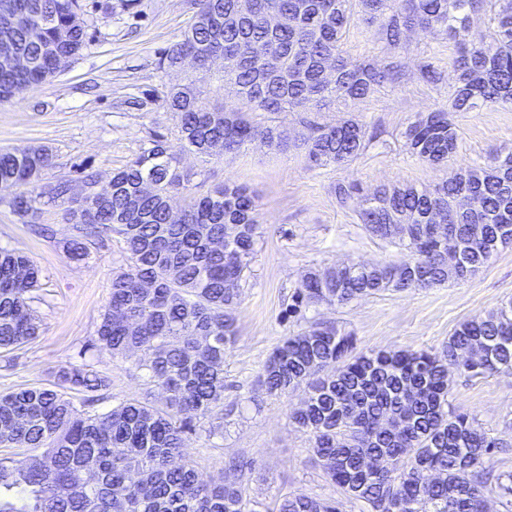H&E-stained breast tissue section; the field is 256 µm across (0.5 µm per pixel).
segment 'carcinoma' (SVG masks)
Listing matches in <instances>:
<instances>
[{"label": "carcinoma", "mask_w": 512, "mask_h": 512, "mask_svg": "<svg viewBox=\"0 0 512 512\" xmlns=\"http://www.w3.org/2000/svg\"><path fill=\"white\" fill-rule=\"evenodd\" d=\"M12 25L0 30L32 65L22 75L0 63V103L12 88L38 87L87 44L73 23L79 0H16ZM194 20L160 53L171 70L195 59L199 77L164 97L176 118L182 150L209 158L224 144L235 156L259 141L275 153L300 152L312 167L350 164L372 136L353 118L300 119L307 132L287 135L278 115L334 112L336 106L374 95L405 73L397 57L380 67L352 61L343 50L350 29L375 28L392 50L407 51V33L420 29L459 36L469 13L490 14L488 40L461 41L451 59L455 84L448 107L419 116L402 132L409 153L431 165L448 161L458 130L450 113L481 106L512 109V0H195ZM47 16L40 39L28 38L37 14ZM223 61L224 89L234 95L202 104L201 82L210 59ZM53 166L46 148L27 155L0 150V193L22 224L42 223L41 213L61 207L69 224L64 245L76 262L90 250L121 238L125 269L112 276L108 304L89 349L96 355L140 356L165 396L157 403L112 400L110 376L96 363L65 365L53 381L0 394V512H255L246 475L253 459L233 458L225 473L203 481L184 453L188 435L224 410V359L236 341L239 284L247 278L260 237L258 209L247 189L226 185L189 191L192 174L180 171L167 137L154 134L122 169L112 188L70 195L71 178L57 177L55 198L42 200L40 181ZM153 190L143 192L145 181ZM186 193L180 222L170 220L171 199ZM376 237L409 251L395 262L348 264L339 273L308 272L286 314L311 305H345L386 292L431 288L448 280V244L434 237L435 216L447 219L448 239L461 250L466 277L493 259L491 244L512 234V153L491 171L465 167L432 191L413 185L377 187L355 181L333 187ZM483 225L482 237L471 225ZM40 272L19 251L0 249V361L37 336L43 303ZM478 347L482 361L461 355ZM474 377L512 373V301L481 319L460 323L439 353L362 351L350 332L314 323L285 337L259 376L268 394L304 389L305 404L292 422L307 432L316 462L343 499L293 491L276 497L271 512H342L344 501L368 512H486L489 486L504 512H512V474L493 476L486 459L509 444L448 402L454 373ZM406 417L395 430L379 420ZM369 457L389 468L366 469Z\"/></svg>", "instance_id": "carcinoma-1"}]
</instances>
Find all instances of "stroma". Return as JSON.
Wrapping results in <instances>:
<instances>
[{
	"instance_id": "1",
	"label": "stroma",
	"mask_w": 512,
	"mask_h": 512,
	"mask_svg": "<svg viewBox=\"0 0 512 512\" xmlns=\"http://www.w3.org/2000/svg\"><path fill=\"white\" fill-rule=\"evenodd\" d=\"M89 43L60 74L35 89L0 103V148H46L57 175L89 164L107 185L112 172L126 165L151 135L173 137L175 118L163 105L168 89L193 79L191 70L160 69L162 50L178 40L195 13L193 0H82ZM454 45L427 33L412 35L400 57L405 78L374 96L349 103L323 118L346 116L376 131L364 155L348 166H309L303 155L276 154L261 145L234 158L205 161L188 156L184 167L193 183L234 184L252 191L260 206L261 236L237 310L238 337L224 360V433H197L186 455L202 477L217 475L232 456L256 459L248 478L256 512H268L277 495L301 491L317 498L340 492L315 462L307 433L289 415L302 391L268 395L258 386L263 365L284 337L314 322H328L354 332L361 348L374 351H441L463 321L485 317L512 298V246L467 282L403 293H384L344 306L316 305L304 319L285 311L304 274L351 262L403 261L407 251L369 234L353 209L340 206L336 181L355 180L372 188L410 183L430 188L459 167L484 166L497 154L512 153V110L481 107L455 114L459 139L444 166L412 158L401 132L417 113L448 102ZM442 70L439 85L419 78L424 61ZM54 237L36 234L0 203V248L25 252L42 272L49 304L39 310L40 334L16 352L11 370L0 369V392L47 382L54 369L81 363V351L95 336L109 298L113 272L127 265L120 238L92 250L86 261H72L63 246V210L45 214ZM101 370L112 379V399H142L154 386L147 371L132 360L102 356ZM460 411L475 416L483 428L512 442V375L454 376L449 395Z\"/></svg>"
}]
</instances>
